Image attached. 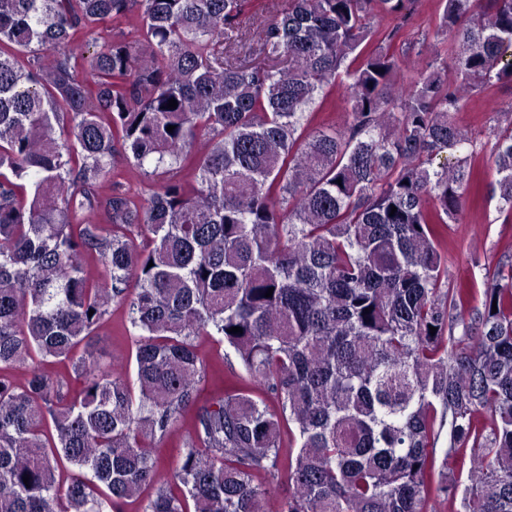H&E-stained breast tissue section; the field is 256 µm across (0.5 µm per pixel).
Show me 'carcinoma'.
<instances>
[{
	"mask_svg": "<svg viewBox=\"0 0 512 512\" xmlns=\"http://www.w3.org/2000/svg\"><path fill=\"white\" fill-rule=\"evenodd\" d=\"M419 2L243 31L248 0H0V512H266L284 483L279 512H512V259L480 291L442 248L475 180L455 115L512 88V0H441L398 47ZM343 80L348 123L306 132ZM492 121L509 220L512 102ZM123 164L168 177L138 204ZM114 307L131 356L104 362L81 344ZM419 13L414 21V25L401 32L400 41L414 43L421 38V35L428 28L433 27L438 18L440 10V0H421ZM137 25V20L134 17L129 19H122L120 22L107 25H99L93 28L91 37L97 38L100 43L103 40L110 39L111 37L117 38L122 33L129 35L134 33V28ZM199 354L207 365L224 362V373L235 372L237 375L247 378L234 352L224 344L217 343L211 337H201L197 340Z\"/></svg>",
	"mask_w": 512,
	"mask_h": 512,
	"instance_id": "obj_1",
	"label": "carcinoma"
}]
</instances>
